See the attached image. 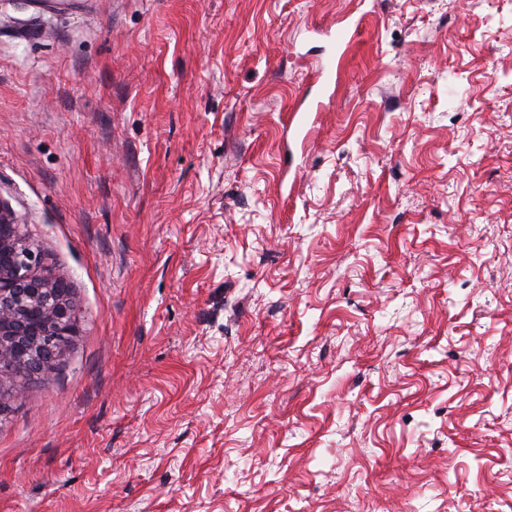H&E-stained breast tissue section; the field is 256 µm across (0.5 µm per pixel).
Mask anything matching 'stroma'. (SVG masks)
Listing matches in <instances>:
<instances>
[{
  "instance_id": "obj_1",
  "label": "stroma",
  "mask_w": 512,
  "mask_h": 512,
  "mask_svg": "<svg viewBox=\"0 0 512 512\" xmlns=\"http://www.w3.org/2000/svg\"><path fill=\"white\" fill-rule=\"evenodd\" d=\"M0 196V512H512V0H0ZM41 264L40 254L21 232L20 219L0 196L1 403L5 396L20 398L25 382L63 356L76 336L64 283ZM44 338L55 346L53 361L43 357ZM4 380L10 382L7 395Z\"/></svg>"
}]
</instances>
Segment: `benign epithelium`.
Listing matches in <instances>:
<instances>
[{"mask_svg": "<svg viewBox=\"0 0 512 512\" xmlns=\"http://www.w3.org/2000/svg\"><path fill=\"white\" fill-rule=\"evenodd\" d=\"M74 336L64 283L41 267L20 219L0 197V402L20 398L25 382L63 356Z\"/></svg>", "mask_w": 512, "mask_h": 512, "instance_id": "obj_1", "label": "benign epithelium"}]
</instances>
